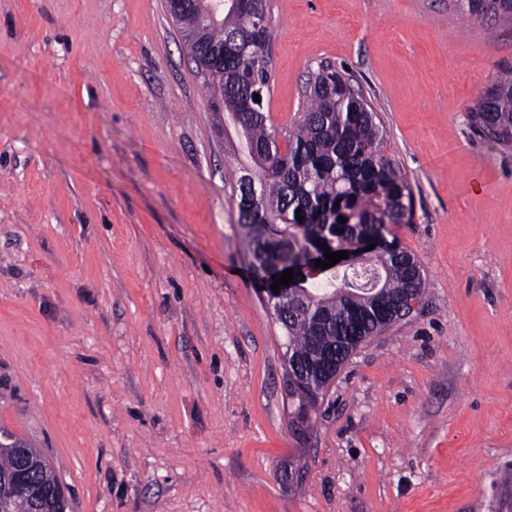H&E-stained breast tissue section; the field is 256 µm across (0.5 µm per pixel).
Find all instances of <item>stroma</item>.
<instances>
[{"label":"stroma","mask_w":512,"mask_h":512,"mask_svg":"<svg viewBox=\"0 0 512 512\" xmlns=\"http://www.w3.org/2000/svg\"><path fill=\"white\" fill-rule=\"evenodd\" d=\"M266 110L361 88L425 275L310 417L167 0H0V428L71 512H512V146L468 109L512 24L467 0H268Z\"/></svg>","instance_id":"1"}]
</instances>
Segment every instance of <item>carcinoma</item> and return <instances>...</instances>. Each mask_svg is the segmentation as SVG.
I'll list each match as a JSON object with an SVG mask.
<instances>
[{
  "mask_svg": "<svg viewBox=\"0 0 512 512\" xmlns=\"http://www.w3.org/2000/svg\"><path fill=\"white\" fill-rule=\"evenodd\" d=\"M175 20L195 73L202 77L213 112L224 113L237 143L235 184L245 200V179L260 184L261 195L241 210L249 251L258 276L269 283L285 270L309 265L324 248L348 252L355 266L343 267L332 279L300 289L307 305L286 313L283 329L290 357L317 363L325 351H336V369L349 359L343 337L363 343L385 330L363 313L350 309L374 294L371 279L380 277V297L397 314L407 297L419 298L424 286L420 263L383 230L400 224L411 212L412 192L395 165L380 153L382 130L369 104L342 74L320 67L308 79L302 116L294 127L270 123L264 106L244 109L248 93L271 90V59L259 51L224 53L226 34L247 41L257 32L272 36L265 0H181ZM473 130L501 144H512V70L502 71L470 109ZM303 219H296L297 215ZM346 222H339V217ZM295 228L274 236V226ZM343 233H338V230ZM375 242L372 250L364 243ZM297 417L308 421L318 398L292 390ZM43 453L8 432L0 433V478L20 470L41 487L59 484ZM32 501L14 495L0 481V512H33Z\"/></svg>",
  "mask_w": 512,
  "mask_h": 512,
  "instance_id": "obj_1",
  "label": "carcinoma"
}]
</instances>
